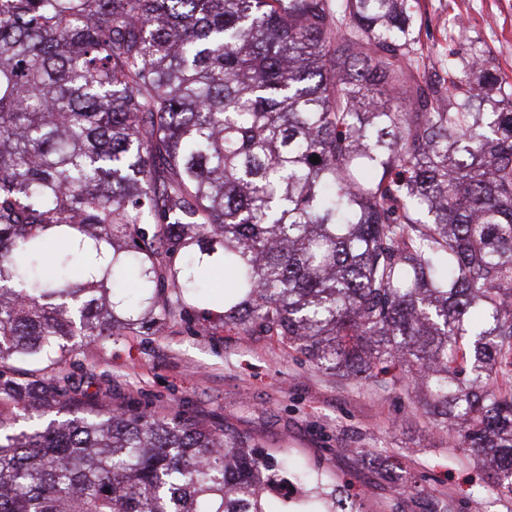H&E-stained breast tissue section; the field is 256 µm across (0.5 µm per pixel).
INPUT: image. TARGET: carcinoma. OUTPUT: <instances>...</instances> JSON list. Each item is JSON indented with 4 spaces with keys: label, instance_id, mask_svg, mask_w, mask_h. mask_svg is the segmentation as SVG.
<instances>
[{
    "label": "carcinoma",
    "instance_id": "carcinoma-1",
    "mask_svg": "<svg viewBox=\"0 0 512 512\" xmlns=\"http://www.w3.org/2000/svg\"><path fill=\"white\" fill-rule=\"evenodd\" d=\"M413 2L0 0V401L56 414L0 416V512H270L288 472L342 507L227 422L14 377L213 307L397 365L512 495V86L480 50L420 79Z\"/></svg>",
    "mask_w": 512,
    "mask_h": 512
}]
</instances>
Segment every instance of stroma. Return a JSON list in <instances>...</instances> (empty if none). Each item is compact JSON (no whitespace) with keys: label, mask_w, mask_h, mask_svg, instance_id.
Returning a JSON list of instances; mask_svg holds the SVG:
<instances>
[{"label":"stroma","mask_w":512,"mask_h":512,"mask_svg":"<svg viewBox=\"0 0 512 512\" xmlns=\"http://www.w3.org/2000/svg\"><path fill=\"white\" fill-rule=\"evenodd\" d=\"M414 20L425 79H444L449 54L475 47L512 85V0H417ZM17 373L116 408L230 422L297 466L351 483L363 512H422L424 496L450 512H512V496L480 497L482 468L392 373L352 381L320 371L220 313L171 320L151 335L134 328L64 365L21 364Z\"/></svg>","instance_id":"stroma-1"}]
</instances>
